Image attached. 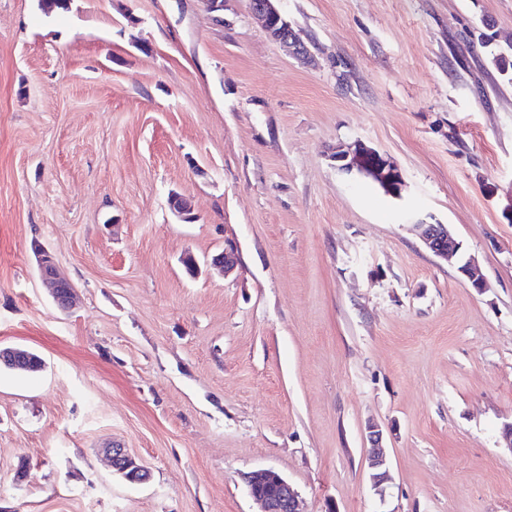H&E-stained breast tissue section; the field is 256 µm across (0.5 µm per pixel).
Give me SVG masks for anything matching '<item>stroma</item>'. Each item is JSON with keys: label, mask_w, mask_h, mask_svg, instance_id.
<instances>
[{"label": "stroma", "mask_w": 512, "mask_h": 512, "mask_svg": "<svg viewBox=\"0 0 512 512\" xmlns=\"http://www.w3.org/2000/svg\"><path fill=\"white\" fill-rule=\"evenodd\" d=\"M276 6L309 59L249 0H0V347L43 360L0 365V512H255L263 469L303 512H512V0ZM358 140L400 196L337 169ZM276 0H249L250 9L262 23L267 35L274 41L288 45L292 55L304 59L309 55L308 46L300 41L291 24L275 7ZM419 238L434 255L448 260L457 257L459 273L466 278L477 291L484 290L485 284L477 272L474 260L466 257L463 244L457 239L447 224L419 223L414 224ZM36 253L38 257L37 269L41 281L49 288L53 301L58 308L69 311L75 301L74 289L69 288L63 292V288H68L70 281L61 273L55 258L49 251L41 247ZM45 253L49 256L46 257ZM365 432L366 440L370 444L368 454V467L371 470L370 478L375 490L382 495L384 484L390 480L388 463L382 446L383 431L378 425L370 423L367 425ZM106 457L112 469L118 472H126L129 474V470L132 473L129 475V480L134 483H143L147 481L148 475L146 470L137 464L135 459L125 450V448L111 447L105 449Z\"/></svg>", "instance_id": "obj_1"}]
</instances>
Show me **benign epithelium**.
<instances>
[{"label": "benign epithelium", "mask_w": 512, "mask_h": 512, "mask_svg": "<svg viewBox=\"0 0 512 512\" xmlns=\"http://www.w3.org/2000/svg\"><path fill=\"white\" fill-rule=\"evenodd\" d=\"M250 9L262 23L267 35L274 41L285 44L296 58L309 55L308 46L300 41L291 24L275 7V0H249ZM336 167L349 171L353 168L372 179L389 194L398 196L403 186V174L397 162L379 150L357 141L341 144L332 155ZM419 238L434 255L448 259L458 258L459 273L478 291L485 284L477 272L472 258L465 256L463 244L446 224L419 223L415 225ZM47 250L37 251V269L41 281L49 288L53 301L63 311L72 308L75 301L74 289L68 287L70 281L61 273L55 258L46 256ZM212 265L224 269V275L232 274L239 265L238 252L233 245L224 249V254L212 259ZM24 352L16 347H0V364L22 367ZM366 440L370 444L368 467L375 490L383 492L384 484L390 480V473L382 440L383 431L378 425L370 423L366 427ZM106 457L112 469L118 472H130L129 480L134 483L147 481L145 469L120 447L105 449ZM249 494L259 505L260 512H299L298 493L282 476L274 471H263L248 477Z\"/></svg>", "instance_id": "benign-epithelium-1"}]
</instances>
